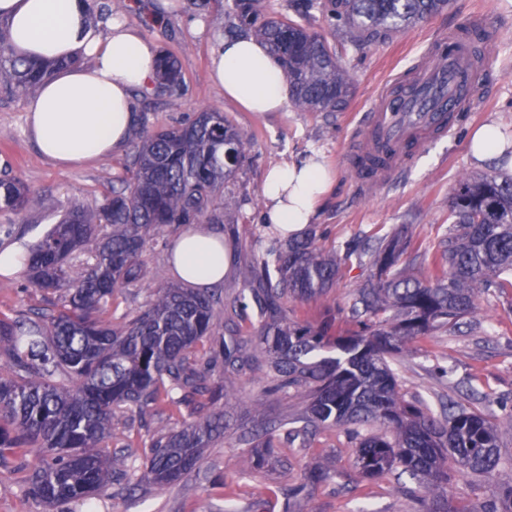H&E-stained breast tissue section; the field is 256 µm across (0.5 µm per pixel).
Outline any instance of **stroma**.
I'll use <instances>...</instances> for the list:
<instances>
[{"label":"stroma","mask_w":512,"mask_h":512,"mask_svg":"<svg viewBox=\"0 0 512 512\" xmlns=\"http://www.w3.org/2000/svg\"><path fill=\"white\" fill-rule=\"evenodd\" d=\"M113 16L138 27L160 50L177 57L183 78L180 92L138 101L149 126L183 123L204 108H215L249 138V162L224 184V220L216 231L232 260L217 288L221 301L215 307L218 327L205 347L218 345L226 325H237L243 336L257 333L261 319L255 307L233 309L234 297L245 286L239 275L253 261L261 241L269 240L262 222L265 202L262 184L266 170L289 160L299 161L311 152L324 154L335 178L310 232L318 245L335 252L339 264L336 284L316 303L283 297L290 317L316 323L333 316L337 332L349 334L356 321L349 312L350 298L368 274L353 252L365 242H376L400 226H407L420 253L433 255L448 233V200L457 184L468 177L491 174L492 161L476 160L469 150L472 133L482 124L495 123L502 143L512 146V0H451L448 10L430 21L410 27L382 44L364 51L348 50L346 61L354 94L342 112H301L286 107L257 115L225 99L210 77L209 60L216 40L224 34L227 0H212L197 12L188 0H111ZM484 13L499 33L489 55L491 86L481 95L476 112H464L449 137L429 144L405 175L383 193L368 195L357 185L353 162L345 154L349 139L367 112L374 94L398 73L417 63L436 34L460 25L473 13ZM11 76L0 71V170L9 169L35 198L12 219L13 234H0V244L12 240L33 244L56 224L71 206L94 209L124 172L126 154H118L78 170L60 169L43 156L27 133V101L8 90ZM141 260L145 287L123 289L112 301V320L120 322L144 305L151 287L170 283L168 252L147 246ZM46 295L25 273L0 279V315L46 307ZM231 382L222 409L228 427L223 438L205 449L198 469L168 486L127 480L112 482L99 496L97 512H224L232 500L237 512H422L419 483L408 475L391 472L375 479L363 478L354 467L356 443L340 427L320 428L302 434L299 416L305 407L300 392L267 393L272 370L263 352ZM398 390L403 400L421 402L432 414L448 403L489 415L498 428L501 464L496 478L454 476L445 488L451 505L464 508L490 498L497 480L512 478V288L478 301L477 310L459 329L442 328L408 340L406 352L395 362ZM262 402L264 418L275 425L279 449L267 455L264 476L252 479L256 450L252 423L244 409L253 399ZM188 412L145 416L116 414L112 427L122 433L138 474H145L153 435L181 428ZM21 461L7 457L0 464V512H61L30 499L24 490ZM334 471L333 481L311 485V469ZM303 486L297 499L288 490Z\"/></svg>","instance_id":"stroma-1"}]
</instances>
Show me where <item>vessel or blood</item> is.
Listing matches in <instances>:
<instances>
[{
	"label": "vessel or blood",
	"instance_id": "obj_1",
	"mask_svg": "<svg viewBox=\"0 0 512 512\" xmlns=\"http://www.w3.org/2000/svg\"><path fill=\"white\" fill-rule=\"evenodd\" d=\"M496 28L477 13L462 26L440 34L436 48L413 71L382 87L349 152L361 163L356 171L364 191L379 192L413 161L415 152L447 135L458 113L474 111L475 91L487 79L473 40L491 50Z\"/></svg>",
	"mask_w": 512,
	"mask_h": 512
}]
</instances>
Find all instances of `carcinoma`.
Returning a JSON list of instances; mask_svg holds the SVG:
<instances>
[{
  "label": "carcinoma",
  "mask_w": 512,
  "mask_h": 512,
  "mask_svg": "<svg viewBox=\"0 0 512 512\" xmlns=\"http://www.w3.org/2000/svg\"><path fill=\"white\" fill-rule=\"evenodd\" d=\"M449 0H232L226 28L261 41L281 69L292 106L303 112H341L348 103L350 76L342 48L314 27L316 15L340 30L356 50L442 12ZM9 68L14 91L22 94L49 76L53 66L10 53L0 34V69ZM182 81L178 60L160 55L156 91ZM249 140L216 109L199 112L180 127L136 133L126 176L112 186L94 212L74 205L37 243L29 246L26 272L47 294L49 307L0 318V461L42 455L27 468L26 493L54 505L93 501L114 479L129 476L132 464L104 443L117 444L112 414L191 407L195 419L158 435L143 480L171 485L191 471L204 449L223 432L224 414L214 406L224 376L251 357V341L229 329L228 340L197 356L213 335L220 298L208 290L157 286L148 304L120 323L104 318L112 298L145 278L140 257L149 244L206 219L223 221L224 181L248 158ZM34 201L16 177H0V216L10 220ZM111 228L100 233L101 225ZM448 236L427 275L413 272L404 256L410 240L396 236L376 248L372 273L352 305L362 331L335 333L330 316L300 325L281 299L317 301L336 282V255L323 252L315 235L291 239L260 252L241 271L264 317L255 339L271 359L272 390L306 392L303 417L317 428L344 426L357 441L355 467L365 478L397 468L426 482L432 501L443 494L448 466L462 474L491 476L501 460L495 425L481 412L448 410L440 419L398 395L391 367L405 340L445 326L455 327L475 310L479 293L512 288V175L469 178L454 189L448 207ZM90 248V256L79 255ZM255 474L275 435L255 399ZM464 512H512V482L497 496Z\"/></svg>",
  "instance_id": "1"
}]
</instances>
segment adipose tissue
<instances>
[{
	"label": "adipose tissue",
	"mask_w": 512,
	"mask_h": 512,
	"mask_svg": "<svg viewBox=\"0 0 512 512\" xmlns=\"http://www.w3.org/2000/svg\"><path fill=\"white\" fill-rule=\"evenodd\" d=\"M0 28L16 56L55 64L28 101L27 132L41 153L63 169L113 156L127 146L137 121L136 90L157 73L158 49L122 22L94 26L88 0H0ZM224 96L247 112H279L286 81L252 37L221 40L210 63ZM329 186L320 156L272 168L263 194L264 221L283 233L312 223ZM171 271L193 288L219 285L230 266L224 239L195 225L173 241Z\"/></svg>",
	"instance_id": "obj_1"
}]
</instances>
